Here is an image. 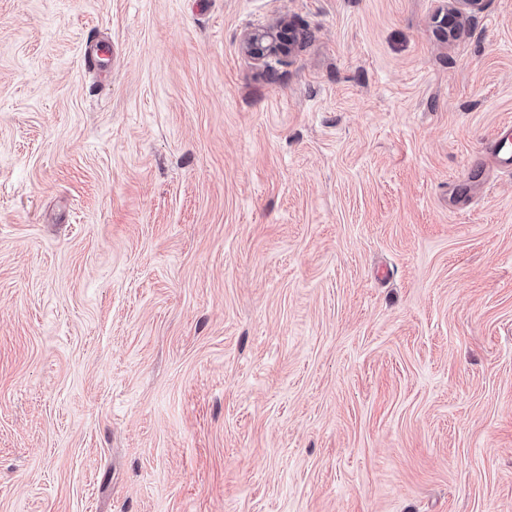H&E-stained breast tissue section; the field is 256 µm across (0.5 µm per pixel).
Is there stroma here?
Returning <instances> with one entry per match:
<instances>
[{
  "instance_id": "35a3bbf8",
  "label": "stroma",
  "mask_w": 512,
  "mask_h": 512,
  "mask_svg": "<svg viewBox=\"0 0 512 512\" xmlns=\"http://www.w3.org/2000/svg\"><path fill=\"white\" fill-rule=\"evenodd\" d=\"M448 6L0 0V512H512V0ZM452 5L448 8L445 17V24L448 29H452L458 20L467 13H474L482 8L483 0H453ZM281 34L271 29H254L244 37V48L255 59H264L284 50ZM510 134L500 129L487 147L489 157L501 168L512 172V149L509 150Z\"/></svg>"
}]
</instances>
